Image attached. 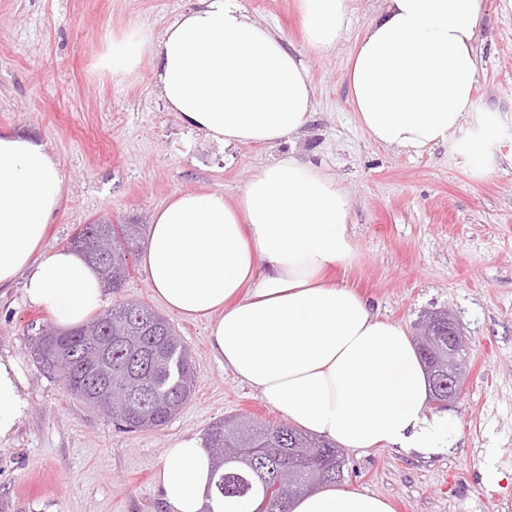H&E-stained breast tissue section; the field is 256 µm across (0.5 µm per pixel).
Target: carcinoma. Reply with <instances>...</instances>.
<instances>
[{"instance_id":"obj_1","label":"carcinoma","mask_w":512,"mask_h":512,"mask_svg":"<svg viewBox=\"0 0 512 512\" xmlns=\"http://www.w3.org/2000/svg\"><path fill=\"white\" fill-rule=\"evenodd\" d=\"M138 224H85L70 238L99 271L108 287L120 291L129 259L140 248ZM432 386V400L448 396V337L427 336L418 347ZM31 357L67 391L128 430L161 428L190 399L193 365L173 326L151 307L122 301L77 329L62 334L47 328L31 345ZM244 440L255 445L247 459L225 457V449ZM205 446L218 495L225 499L285 496L292 500L325 484L344 480L345 463L335 446L287 424L269 425L246 415L213 422Z\"/></svg>"}]
</instances>
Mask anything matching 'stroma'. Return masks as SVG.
<instances>
[{
    "label": "stroma",
    "instance_id": "stroma-1",
    "mask_svg": "<svg viewBox=\"0 0 512 512\" xmlns=\"http://www.w3.org/2000/svg\"><path fill=\"white\" fill-rule=\"evenodd\" d=\"M196 0H0V129L47 142L66 176L40 252L110 216L149 224L174 193L207 189L232 199L281 145L222 149L168 111L154 65L119 79L97 60L130 28L161 36ZM299 51L314 114L293 147L348 194L357 256L331 269L392 323L413 330L428 311H450L469 346L467 379L447 411L448 453L346 449L344 486L389 499L395 512H512V0H488L478 44L479 111L498 119L490 172L470 173L451 145L422 154L374 142L360 127L347 59L379 0H353L336 49L306 50L297 0H241ZM196 367V388L164 427L119 429L43 373L30 355L51 325L20 285L0 288V356L21 359L28 408L0 442V512H162L155 467L168 440L203 433L225 416L272 424L284 416L213 357L205 323L169 315Z\"/></svg>",
    "mask_w": 512,
    "mask_h": 512
}]
</instances>
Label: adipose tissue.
Listing matches in <instances>:
<instances>
[{
	"instance_id": "1",
	"label": "adipose tissue",
	"mask_w": 512,
	"mask_h": 512,
	"mask_svg": "<svg viewBox=\"0 0 512 512\" xmlns=\"http://www.w3.org/2000/svg\"><path fill=\"white\" fill-rule=\"evenodd\" d=\"M315 53L342 40L351 0H298ZM487 0H382L347 62L360 127L376 143L416 153L452 142L486 173L497 121L478 111L477 42ZM155 62L161 96L190 131L225 147L291 142L312 118L314 88L283 35L240 0H197L154 37L134 27L101 58L112 76ZM457 141L449 136L456 130ZM66 174L47 143L0 131V288L21 283L28 304L60 329L108 304L82 255L38 249ZM351 202L321 166L288 151L256 168L233 200L173 194L151 216L142 265L169 312L207 322L211 348L238 380L293 425L345 448L442 454L454 418L429 411L423 364L406 330L327 276L351 260ZM21 362L0 358V441L27 410ZM165 512H255L214 492L204 438H171L157 465ZM291 512H393L363 488L326 486Z\"/></svg>"
}]
</instances>
